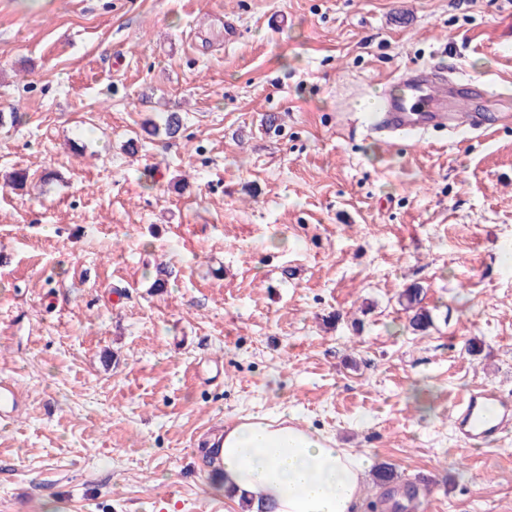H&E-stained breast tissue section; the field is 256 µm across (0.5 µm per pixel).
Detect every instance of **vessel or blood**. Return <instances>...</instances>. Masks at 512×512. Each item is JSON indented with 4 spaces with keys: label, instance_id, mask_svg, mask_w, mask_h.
<instances>
[{
    "label": "vessel or blood",
    "instance_id": "obj_1",
    "mask_svg": "<svg viewBox=\"0 0 512 512\" xmlns=\"http://www.w3.org/2000/svg\"><path fill=\"white\" fill-rule=\"evenodd\" d=\"M399 95L382 94L371 117V130L389 138L422 134L430 128L463 120L471 126L485 124L486 115L474 106L469 94L450 95L445 81L430 76H409L400 81ZM21 396L14 384L0 379V420L18 409ZM512 422V400L483 388L469 391L455 411L454 427L464 441L493 444L506 424Z\"/></svg>",
    "mask_w": 512,
    "mask_h": 512
}]
</instances>
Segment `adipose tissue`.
Wrapping results in <instances>:
<instances>
[{"mask_svg":"<svg viewBox=\"0 0 512 512\" xmlns=\"http://www.w3.org/2000/svg\"><path fill=\"white\" fill-rule=\"evenodd\" d=\"M216 484L247 512H358L364 460L282 413L246 418L220 437Z\"/></svg>","mask_w":512,"mask_h":512,"instance_id":"ef3b65f1","label":"adipose tissue"}]
</instances>
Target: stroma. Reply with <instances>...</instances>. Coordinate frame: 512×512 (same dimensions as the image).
<instances>
[{"instance_id":"obj_1","label":"stroma","mask_w":512,"mask_h":512,"mask_svg":"<svg viewBox=\"0 0 512 512\" xmlns=\"http://www.w3.org/2000/svg\"><path fill=\"white\" fill-rule=\"evenodd\" d=\"M425 67L495 125L369 131ZM1 112L0 512H245L197 443L281 413L392 465L361 512H512L452 414L512 395V0H0ZM422 288L411 286L405 288L399 295V302L409 316V327L415 332L424 333L433 325V318L430 312L424 308L422 303ZM21 396L14 384L8 380L0 379V420L4 421L18 409Z\"/></svg>"}]
</instances>
